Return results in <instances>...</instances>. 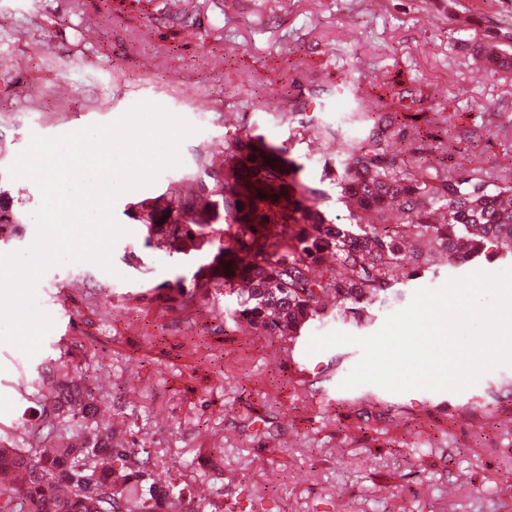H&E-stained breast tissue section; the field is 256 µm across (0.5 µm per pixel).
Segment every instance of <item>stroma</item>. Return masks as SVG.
<instances>
[{
  "mask_svg": "<svg viewBox=\"0 0 512 512\" xmlns=\"http://www.w3.org/2000/svg\"><path fill=\"white\" fill-rule=\"evenodd\" d=\"M163 4L138 0L124 12L114 0H0V164L32 135L106 124L143 100L197 128L182 166L117 199L128 234L113 250L114 273L71 263L41 279L54 327L31 357L0 344V426L21 421L28 402L18 387L37 367L78 366L92 391L112 397L105 425L125 444L164 451L172 481L232 499L259 490L268 512H512V429L467 428L419 390L398 394L399 423L364 416L329 398L357 363L352 346L311 355L314 378L300 376L276 337L225 320L229 296L183 317L156 311L150 287L197 264L144 247L129 213L179 181L203 146L238 131L287 140V121H273L265 104L288 78L327 83L303 120L335 125L347 96L340 76L352 68L376 74L369 97L386 95L394 78L418 79L436 87L435 110L457 108L463 125L492 116L470 141L444 138L443 150L499 176L512 157V84L456 43L511 12L512 0H375L357 16L347 0H188V30L164 19ZM228 112L237 123L225 122ZM390 313L377 304L373 321L358 324L336 305L318 331L368 336Z\"/></svg>",
  "mask_w": 512,
  "mask_h": 512,
  "instance_id": "35a3bbf8",
  "label": "stroma"
}]
</instances>
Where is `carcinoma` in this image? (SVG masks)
I'll return each mask as SVG.
<instances>
[{
  "mask_svg": "<svg viewBox=\"0 0 512 512\" xmlns=\"http://www.w3.org/2000/svg\"><path fill=\"white\" fill-rule=\"evenodd\" d=\"M462 49L485 60L492 71L512 79V18L491 22L483 42L462 43ZM365 76L344 74L342 86L351 103L336 127L319 134L338 142L341 156L328 173L338 193L336 203L349 223L337 224L320 208L326 198L321 184L301 175L303 164L290 156L286 142H271L257 133L226 142L231 170L221 172L203 158L183 174L184 193L160 211L149 200L145 246L168 253H193L205 263L192 276L175 275L153 287L154 300H174L170 290L213 288L230 292L240 274L255 281V291L236 294L232 318L250 317L267 336H299L323 315L320 305L332 295L346 305L355 322H368L367 296L384 303L400 302L393 283L430 264V252L448 245V266L480 256L488 244L502 259L512 257V176L497 180L479 167L430 161L439 146L420 139L403 152L389 142L424 118L448 123L454 134L462 113L433 112L427 104L437 94L431 84L394 83L391 102L379 104L363 91ZM328 93L323 86L306 89L290 99V118L302 115L310 102ZM0 191V231L19 237L23 221ZM210 199L199 212L195 200ZM279 227L272 239L269 225ZM248 251L254 264L242 272L235 254ZM33 415L20 425L23 447L0 456V512H14L13 501L25 499L29 512H89L97 491H112L122 512H224V494L206 504L194 502L189 484L159 487L153 468L166 463L158 450L127 448L112 441L101 426L110 397L94 395L73 369L69 380L57 382L45 365L34 380ZM52 444L55 451L42 448ZM25 474L23 485L9 475ZM65 482L69 494L54 486Z\"/></svg>",
  "mask_w": 512,
  "mask_h": 512,
  "instance_id": "1",
  "label": "carcinoma"
}]
</instances>
